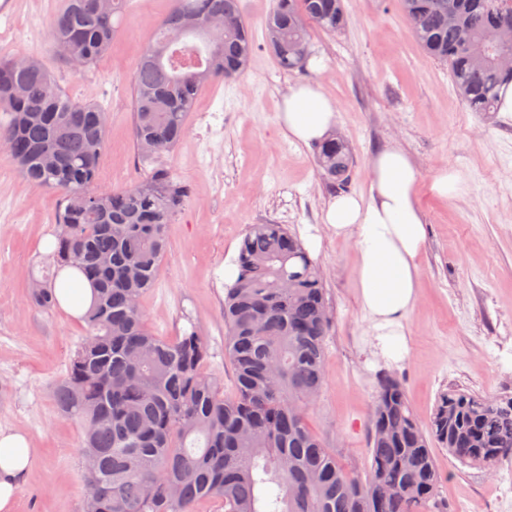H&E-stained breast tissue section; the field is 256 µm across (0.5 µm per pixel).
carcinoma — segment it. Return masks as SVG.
Segmentation results:
<instances>
[{"instance_id":"carcinoma-1","label":"carcinoma","mask_w":512,"mask_h":512,"mask_svg":"<svg viewBox=\"0 0 512 512\" xmlns=\"http://www.w3.org/2000/svg\"><path fill=\"white\" fill-rule=\"evenodd\" d=\"M127 0H67L52 23L62 60L85 69L106 52ZM240 0H174L132 79L133 139L144 158L172 151L201 86L236 77L255 44ZM424 54L448 65L471 112L498 111L512 82L495 22L512 20L497 0H400ZM343 0H273L266 41L279 70L302 73L310 29L344 30ZM0 60V143L32 184L61 194L54 223L56 271L89 278L94 301L85 338L54 389L59 411L78 420L88 484L85 512H193L217 500L224 512H443L432 443L466 466L492 470L512 457V397L453 387L439 394L428 426L404 385L378 380L369 419V471H349L306 423L325 384L332 315L323 277L302 241L281 224H253L224 289V352L235 391L207 376L196 328L172 339L146 326L142 299L168 245L167 224L188 186L154 165L122 191L97 188L109 113L62 94L52 71L29 56ZM334 183L351 179L341 138L316 149ZM56 279L31 288L34 304L58 305ZM68 287V282H59Z\"/></svg>"}]
</instances>
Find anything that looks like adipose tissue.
Masks as SVG:
<instances>
[{
	"instance_id": "1",
	"label": "adipose tissue",
	"mask_w": 512,
	"mask_h": 512,
	"mask_svg": "<svg viewBox=\"0 0 512 512\" xmlns=\"http://www.w3.org/2000/svg\"><path fill=\"white\" fill-rule=\"evenodd\" d=\"M281 122L294 140L319 142L336 122V105L318 85L293 86L283 97ZM371 173L370 196H334L323 221L336 236L353 239L361 304L383 356L398 361L409 352L405 320L419 297L417 258L425 228L416 201L418 175L396 147L376 155ZM30 470L28 435L0 427V512H12Z\"/></svg>"
}]
</instances>
